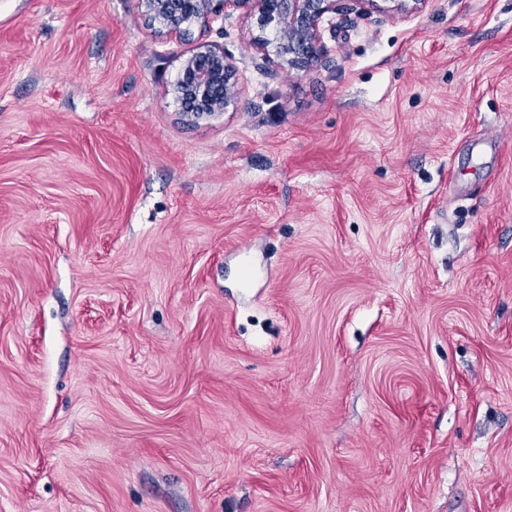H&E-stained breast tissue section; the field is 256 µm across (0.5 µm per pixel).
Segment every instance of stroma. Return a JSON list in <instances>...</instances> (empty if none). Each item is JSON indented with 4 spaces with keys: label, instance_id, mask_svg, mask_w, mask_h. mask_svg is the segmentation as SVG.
<instances>
[{
    "label": "stroma",
    "instance_id": "obj_1",
    "mask_svg": "<svg viewBox=\"0 0 512 512\" xmlns=\"http://www.w3.org/2000/svg\"><path fill=\"white\" fill-rule=\"evenodd\" d=\"M253 28L0 0V512H512V0ZM237 91L236 68L223 49L203 44L183 62L177 93L191 119L225 111Z\"/></svg>",
    "mask_w": 512,
    "mask_h": 512
}]
</instances>
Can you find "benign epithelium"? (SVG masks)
<instances>
[{
    "mask_svg": "<svg viewBox=\"0 0 512 512\" xmlns=\"http://www.w3.org/2000/svg\"><path fill=\"white\" fill-rule=\"evenodd\" d=\"M386 3L383 11L403 13L424 0H365L372 7ZM338 0H137L141 13L172 33H182L194 23H206L229 9L241 10L256 20L257 33L250 43L265 62L306 72L319 59L320 23L337 10ZM273 29V35L267 29ZM236 68L224 50L199 46L182 64L177 93L192 119L223 112L237 96Z\"/></svg>",
    "mask_w": 512,
    "mask_h": 512,
    "instance_id": "7a95c632",
    "label": "benign epithelium"
}]
</instances>
